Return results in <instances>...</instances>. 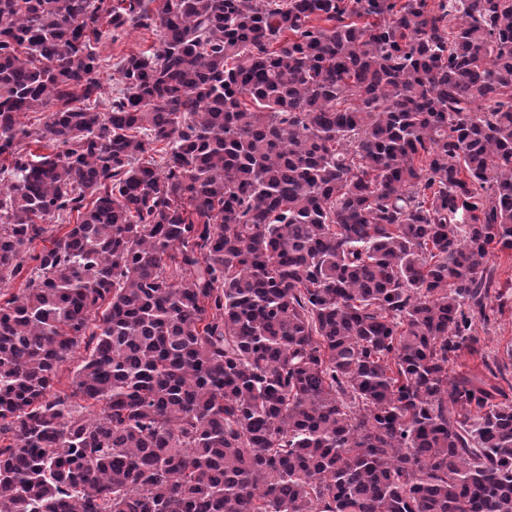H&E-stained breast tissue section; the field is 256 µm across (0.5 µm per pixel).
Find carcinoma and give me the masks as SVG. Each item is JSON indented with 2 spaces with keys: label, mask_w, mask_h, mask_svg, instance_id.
Listing matches in <instances>:
<instances>
[{
  "label": "carcinoma",
  "mask_w": 512,
  "mask_h": 512,
  "mask_svg": "<svg viewBox=\"0 0 512 512\" xmlns=\"http://www.w3.org/2000/svg\"><path fill=\"white\" fill-rule=\"evenodd\" d=\"M493 247L512 0H0V512H512ZM159 33L155 30L128 27L124 32L113 37L112 34H105L97 45V53L102 59V67L99 69L97 79L103 85L106 95L95 102L94 96L90 99V105H96V110L105 112L108 95L115 93L122 87L117 79V65L123 56L141 51L154 50L158 45ZM502 290L505 293L501 301L495 300L492 304L497 311L495 319L491 316V322L487 326L476 322L474 334L479 340L478 346L482 352L497 355L510 362L506 351L512 349V291H507V288Z\"/></svg>",
  "instance_id": "obj_1"
}]
</instances>
